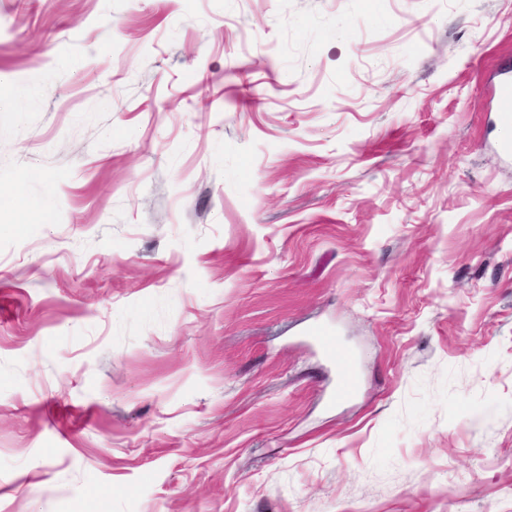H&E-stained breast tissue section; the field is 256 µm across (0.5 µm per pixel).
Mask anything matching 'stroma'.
<instances>
[{
	"label": "stroma",
	"mask_w": 512,
	"mask_h": 512,
	"mask_svg": "<svg viewBox=\"0 0 512 512\" xmlns=\"http://www.w3.org/2000/svg\"><path fill=\"white\" fill-rule=\"evenodd\" d=\"M507 71L512 0H0V512H512ZM304 335L311 344L315 345L325 355L331 356L336 353V336L331 327L313 324L306 328ZM341 360L342 363L339 367L334 398L336 397V400H349L357 392L358 375L353 355L350 351H343L341 353Z\"/></svg>",
	"instance_id": "obj_1"
}]
</instances>
